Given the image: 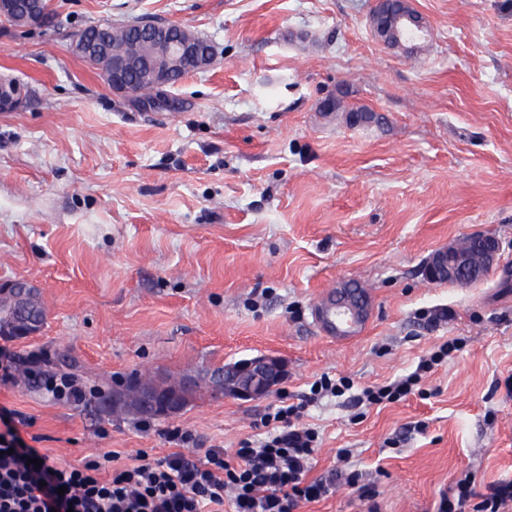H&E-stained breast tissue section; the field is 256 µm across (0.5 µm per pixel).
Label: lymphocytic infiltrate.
<instances>
[{"instance_id":"f902f5d3","label":"lymphocytic infiltrate","mask_w":512,"mask_h":512,"mask_svg":"<svg viewBox=\"0 0 512 512\" xmlns=\"http://www.w3.org/2000/svg\"><path fill=\"white\" fill-rule=\"evenodd\" d=\"M459 343L450 340L399 380L365 388L357 404L398 401L420 387ZM349 387L343 378L320 377L299 402L264 413L267 436L260 444L241 442L232 453L206 449L190 458L174 452L158 459L137 452L118 465V452L87 458L81 467L60 468L28 446L14 425L15 412L0 407V512H295L299 503L327 498L338 483L357 486L358 471L328 470L312 476L319 433L306 426L309 406ZM439 512H512V481L476 491L465 476L443 495Z\"/></svg>"}]
</instances>
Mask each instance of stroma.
<instances>
[{"label":"stroma","instance_id":"1","mask_svg":"<svg viewBox=\"0 0 512 512\" xmlns=\"http://www.w3.org/2000/svg\"><path fill=\"white\" fill-rule=\"evenodd\" d=\"M374 0H49L51 20L0 18V75L31 101L0 112V281L33 280L46 321L0 337L35 374L84 388L202 376L257 354L287 376L243 401L198 390L140 431L138 416L54 399L45 383L0 380L24 442L62 464L116 451L156 458L255 439V423L322 375L353 393L462 348L422 392L387 406L326 397L304 417L374 492L340 486L296 512H437L464 474L512 480V0H411L427 24L406 53L373 35ZM153 17L210 40L215 60L169 88L172 120L148 116L74 57L72 37L108 19ZM382 123L349 126L322 100ZM473 233L502 244L466 286L422 275L437 249ZM370 298L358 335H325L315 303L342 282ZM426 422L425 431L413 428ZM190 432L176 445L161 429Z\"/></svg>","mask_w":512,"mask_h":512}]
</instances>
